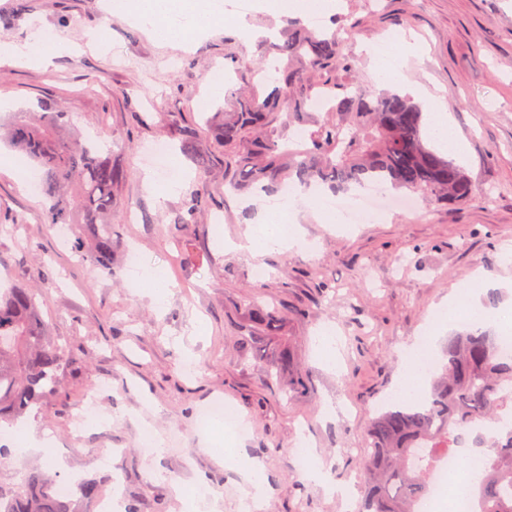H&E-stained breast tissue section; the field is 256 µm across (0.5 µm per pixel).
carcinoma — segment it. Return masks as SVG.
<instances>
[{"label": "carcinoma", "mask_w": 512, "mask_h": 512, "mask_svg": "<svg viewBox=\"0 0 512 512\" xmlns=\"http://www.w3.org/2000/svg\"><path fill=\"white\" fill-rule=\"evenodd\" d=\"M292 36L277 47L287 60L310 68L331 69L344 62L340 29L321 34L302 32L299 19L288 20ZM267 96L237 103L219 140L232 153L237 186L274 191L284 178L300 187L326 186L336 192L380 180L388 190L418 193L450 205L472 197L464 170L427 146L423 112L409 97L374 96L355 87L336 96L331 117L306 132L294 146L269 137L250 138L268 117L285 108L288 91L300 82L298 70L275 69ZM182 149H194L199 129L179 127ZM9 142L35 164L45 202V223L84 224L92 243L83 258L112 272L114 189L123 171L100 148L71 126L69 112H20L7 128ZM208 196L200 187L184 203L194 216ZM69 361L54 344L32 288L0 292V423H15L43 398L56 393L59 374ZM512 357L497 352L495 337L480 328L452 336L430 390L415 406L393 404L374 420L364 454L366 492L359 512H415L430 487L431 472L441 457L459 454L470 444L490 448L488 466L476 485L480 512H512V420L484 433L478 422L494 420L512 405ZM24 494L5 498L0 512H71V499L58 483L38 472L24 477Z\"/></svg>", "instance_id": "carcinoma-1"}]
</instances>
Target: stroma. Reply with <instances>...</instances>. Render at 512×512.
Listing matches in <instances>:
<instances>
[{"label":"stroma","instance_id":"35a3bbf8","mask_svg":"<svg viewBox=\"0 0 512 512\" xmlns=\"http://www.w3.org/2000/svg\"><path fill=\"white\" fill-rule=\"evenodd\" d=\"M337 19L347 26L350 65L307 72L289 99L322 86L335 94L354 86L384 94L390 86L361 45L415 38L403 68L409 94L421 109L433 100L443 106L467 146L463 168L476 198L460 206L422 199L416 212H391L378 224H333L327 213L306 209L300 229L313 251L252 256L226 243L260 224L269 194L228 190L224 150L208 132L199 147L210 164L199 172L177 127L228 111L229 100L264 94L262 71L275 59L270 41L287 36L286 14L256 0L247 26L215 27L177 45L123 13L105 14L100 0H0V42L50 30L76 47L48 71L0 61V123L25 109L65 105L75 128L111 145L124 173L115 190L112 270L105 273L58 246L37 219L41 195L18 174L23 155L0 142V224L14 227L0 237V285L43 290L42 316L70 358L56 395L22 423L37 438L51 431L56 454L5 440L1 491H17L35 470L75 476L95 485L96 495L75 497L74 512H96L116 474L138 512H187L170 484L188 491L203 477L220 512H242L244 477L217 454L228 437L197 420L219 399L249 425L236 449L264 467L261 512H341L342 502L309 483L295 463L299 435L307 434L331 480L360 497V445L392 398L415 336L476 278L497 296L488 311L512 305V262L505 259L512 252V0H342L323 24ZM155 142L169 145V164L184 178L179 195L166 200L148 186L165 185V177L142 162L143 148ZM201 182L209 205L179 223L186 196ZM133 252L167 266L164 308L148 288L131 286ZM258 265L266 270L260 281L252 276ZM257 305L276 307V332L254 323ZM328 327L340 341L335 368L315 350ZM284 350L291 355L286 367ZM93 387L105 418L74 428ZM148 428L159 447H142ZM102 448L118 449L112 468L96 465Z\"/></svg>","mask_w":512,"mask_h":512}]
</instances>
